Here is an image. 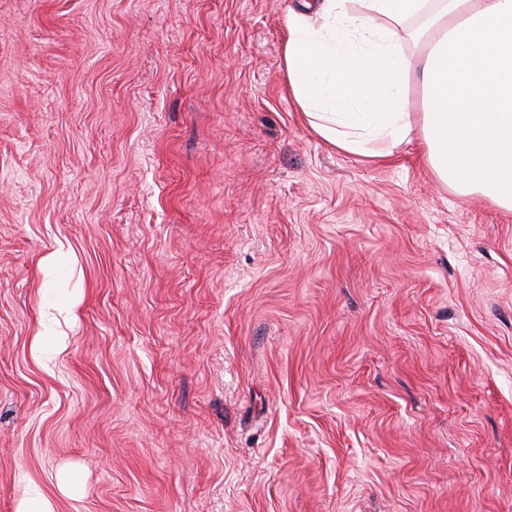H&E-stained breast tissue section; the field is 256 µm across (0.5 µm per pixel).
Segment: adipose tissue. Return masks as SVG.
Wrapping results in <instances>:
<instances>
[{
	"instance_id": "obj_1",
	"label": "adipose tissue",
	"mask_w": 512,
	"mask_h": 512,
	"mask_svg": "<svg viewBox=\"0 0 512 512\" xmlns=\"http://www.w3.org/2000/svg\"><path fill=\"white\" fill-rule=\"evenodd\" d=\"M283 62L325 143L372 157L418 133L438 180L512 210V0H302Z\"/></svg>"
}]
</instances>
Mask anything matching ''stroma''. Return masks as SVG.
<instances>
[{
  "instance_id": "1",
  "label": "stroma",
  "mask_w": 512,
  "mask_h": 512,
  "mask_svg": "<svg viewBox=\"0 0 512 512\" xmlns=\"http://www.w3.org/2000/svg\"><path fill=\"white\" fill-rule=\"evenodd\" d=\"M299 0H0V512H512V211L326 145Z\"/></svg>"
}]
</instances>
